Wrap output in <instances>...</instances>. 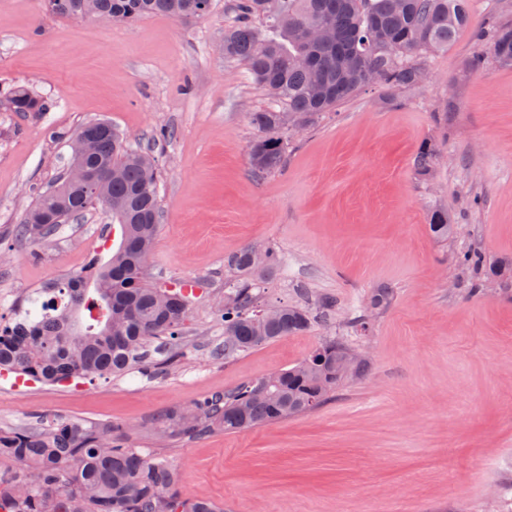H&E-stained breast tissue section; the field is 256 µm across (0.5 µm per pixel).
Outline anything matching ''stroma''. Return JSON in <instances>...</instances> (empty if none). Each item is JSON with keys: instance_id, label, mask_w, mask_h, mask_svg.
<instances>
[{"instance_id": "1", "label": "stroma", "mask_w": 512, "mask_h": 512, "mask_svg": "<svg viewBox=\"0 0 512 512\" xmlns=\"http://www.w3.org/2000/svg\"><path fill=\"white\" fill-rule=\"evenodd\" d=\"M236 2L127 24L0 0V96L20 84L49 104L36 118L0 105V324L119 243L101 206L50 237L17 234L67 167L64 136L98 119L157 160L162 221L147 280L196 285L162 368L59 383L1 370L0 430L119 427L125 446L178 470L183 499L224 512H512V278L496 273L512 267V67L462 30L421 57L414 87L373 84L302 132L279 130L284 165L257 176L250 116L273 101L221 50ZM428 143L437 161L421 176ZM435 209L457 234L432 236ZM247 245L279 256L260 307L335 305L304 332L228 356L227 260ZM471 251L485 258L482 279L457 263ZM378 288L392 299L373 311ZM331 339L363 370L314 410L200 439L154 433L159 414L287 369Z\"/></svg>"}]
</instances>
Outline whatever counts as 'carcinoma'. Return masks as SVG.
Returning a JSON list of instances; mask_svg holds the SVG:
<instances>
[{"label": "carcinoma", "instance_id": "1", "mask_svg": "<svg viewBox=\"0 0 512 512\" xmlns=\"http://www.w3.org/2000/svg\"><path fill=\"white\" fill-rule=\"evenodd\" d=\"M470 0H240L238 18L224 31V58L244 63L254 81L283 108L251 114L263 132L250 146L256 175L280 169L286 146L271 133L297 124L311 125L356 92L371 84L388 89L410 88L423 77L414 57L448 48L458 33L470 29L481 40ZM46 12L69 16L90 11L114 22L163 15L176 21L208 15L213 0H46ZM329 26L331 41L310 43L308 29ZM498 63L512 66V30L500 29L490 41ZM8 109L38 115L47 103L25 87L10 91ZM437 154L426 145L417 158L418 174L427 175ZM101 174L93 187L63 177L41 194L26 212L22 231L43 238L70 217L112 202V223L121 240L112 257L88 279L71 277L58 292L66 301L40 325L15 322L0 333V369L48 382L71 376L122 374L135 367L157 366L155 355H167L188 318L194 285L170 289L148 284L145 266L160 227L156 190L157 167L145 151L126 144L111 129L71 163ZM448 211L431 212V234L446 240L452 234ZM255 248L241 249L228 261L236 274L224 299V332L234 336L224 355L247 352L308 329L309 309L259 308L255 277H266L277 265L275 253L263 250L266 262L253 261ZM89 313L82 323L80 311ZM351 349L336 340L320 345L309 357L278 372L277 377L245 382L224 394L201 400L189 412L167 411L155 429L167 437L201 438L271 425L318 407L344 378L362 372L340 364ZM114 428L78 421L44 429L0 431V455L21 468L0 478V499L11 512H222L215 503L187 502L177 491V473L160 459H149L112 438Z\"/></svg>", "mask_w": 512, "mask_h": 512}]
</instances>
